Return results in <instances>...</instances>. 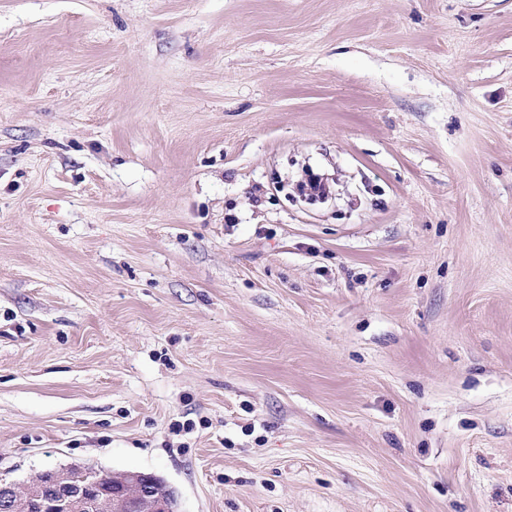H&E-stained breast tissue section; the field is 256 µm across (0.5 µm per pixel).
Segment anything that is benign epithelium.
I'll use <instances>...</instances> for the list:
<instances>
[{
	"label": "benign epithelium",
	"mask_w": 512,
	"mask_h": 512,
	"mask_svg": "<svg viewBox=\"0 0 512 512\" xmlns=\"http://www.w3.org/2000/svg\"><path fill=\"white\" fill-rule=\"evenodd\" d=\"M176 512L151 473H103L74 465L46 468L31 483L0 479V512Z\"/></svg>",
	"instance_id": "obj_1"
}]
</instances>
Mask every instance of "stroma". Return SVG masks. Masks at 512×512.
Masks as SVG:
<instances>
[{"label": "stroma", "mask_w": 512, "mask_h": 512, "mask_svg": "<svg viewBox=\"0 0 512 512\" xmlns=\"http://www.w3.org/2000/svg\"><path fill=\"white\" fill-rule=\"evenodd\" d=\"M75 464L512 512V0H0V476Z\"/></svg>", "instance_id": "1"}]
</instances>
